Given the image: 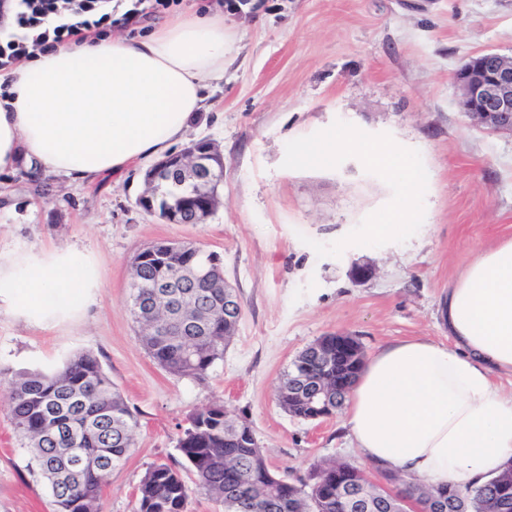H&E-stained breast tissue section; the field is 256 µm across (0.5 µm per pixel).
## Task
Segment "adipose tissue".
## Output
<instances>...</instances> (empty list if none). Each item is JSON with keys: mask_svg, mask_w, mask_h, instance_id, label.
Listing matches in <instances>:
<instances>
[{"mask_svg": "<svg viewBox=\"0 0 512 512\" xmlns=\"http://www.w3.org/2000/svg\"><path fill=\"white\" fill-rule=\"evenodd\" d=\"M224 15L179 14L143 35L47 51L0 75V175L38 173L86 184L124 177L170 154L224 78ZM365 156L402 175L385 145ZM403 201L379 215L370 236L395 235L410 218L417 184L402 175ZM99 285L77 249L0 262V303L37 317L72 313ZM441 314L451 344L416 336L367 362L350 393L345 426L370 463L433 485L478 484L512 458V238L483 251L449 287Z\"/></svg>", "mask_w": 512, "mask_h": 512, "instance_id": "adipose-tissue-1", "label": "adipose tissue"}]
</instances>
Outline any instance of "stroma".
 Masks as SVG:
<instances>
[{
  "mask_svg": "<svg viewBox=\"0 0 512 512\" xmlns=\"http://www.w3.org/2000/svg\"><path fill=\"white\" fill-rule=\"evenodd\" d=\"M224 20V79L186 135L224 157L220 206L207 223L169 224L142 210L141 165L118 181L23 172L0 181V257L73 246L97 270L92 301L47 324L1 307L0 367L56 370L83 352L100 359L139 421L102 512H131L152 463L185 466L179 427L217 401L251 422L279 473L359 462L343 412L305 421L278 406L282 372L332 333L357 337L368 356L411 336L447 342L442 297L480 252L512 237V135L474 125L453 80L474 53L512 54V0H249ZM334 127L394 148L416 176L411 219L396 236L368 234L402 188L361 150L337 148L325 167L298 163L299 146ZM163 240L217 253L242 304L224 359L203 383L159 366L129 311L130 260ZM358 264L372 267L369 280H354ZM0 512H52L3 387Z\"/></svg>",
  "mask_w": 512,
  "mask_h": 512,
  "instance_id": "obj_1",
  "label": "stroma"
}]
</instances>
